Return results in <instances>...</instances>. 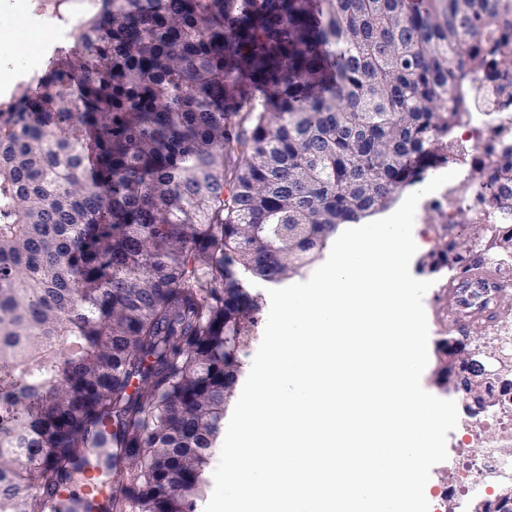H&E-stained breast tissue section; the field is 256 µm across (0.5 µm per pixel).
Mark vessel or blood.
Returning a JSON list of instances; mask_svg holds the SVG:
<instances>
[{
	"label": "vessel or blood",
	"mask_w": 512,
	"mask_h": 512,
	"mask_svg": "<svg viewBox=\"0 0 512 512\" xmlns=\"http://www.w3.org/2000/svg\"><path fill=\"white\" fill-rule=\"evenodd\" d=\"M447 297L448 321L453 326L462 329L480 323L489 327L497 321L501 310L512 307V283L484 267L467 283L449 288ZM109 496V491L94 492L87 483H68L59 488L57 501L68 512H86L89 505H105Z\"/></svg>",
	"instance_id": "1"
}]
</instances>
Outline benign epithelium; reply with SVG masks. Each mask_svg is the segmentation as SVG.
Returning <instances> with one entry per match:
<instances>
[{"mask_svg": "<svg viewBox=\"0 0 512 512\" xmlns=\"http://www.w3.org/2000/svg\"><path fill=\"white\" fill-rule=\"evenodd\" d=\"M455 352L439 358V370L454 367L453 374L463 381L468 389L467 412L469 415L484 413L499 404L504 394L512 391V382L503 375L505 360L509 356L503 350L491 355V359L480 360L477 355L462 348V344L450 341ZM512 503V480L501 483L499 492L492 498H480L470 512H500L503 504Z\"/></svg>", "mask_w": 512, "mask_h": 512, "instance_id": "obj_1", "label": "benign epithelium"}]
</instances>
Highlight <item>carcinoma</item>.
<instances>
[{
    "mask_svg": "<svg viewBox=\"0 0 512 512\" xmlns=\"http://www.w3.org/2000/svg\"><path fill=\"white\" fill-rule=\"evenodd\" d=\"M508 68L512 0H95L0 103V512L89 466L102 512H199L253 284L454 162L465 85ZM473 179L511 202L512 147ZM510 258L489 224L426 266Z\"/></svg>",
    "mask_w": 512,
    "mask_h": 512,
    "instance_id": "1",
    "label": "carcinoma"
}]
</instances>
